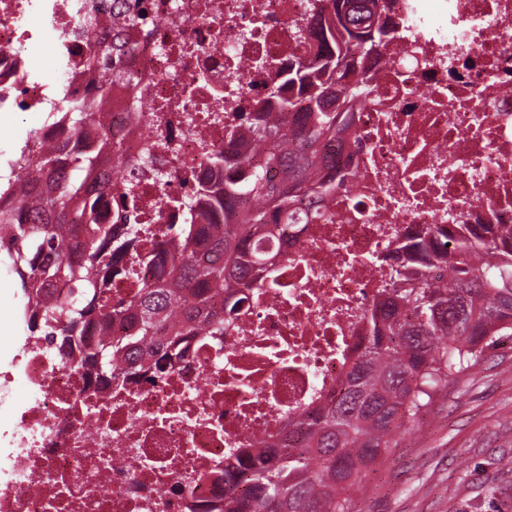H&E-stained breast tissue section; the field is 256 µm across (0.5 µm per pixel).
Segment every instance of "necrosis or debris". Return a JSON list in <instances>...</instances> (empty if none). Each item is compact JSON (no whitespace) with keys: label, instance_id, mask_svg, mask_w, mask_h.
Segmentation results:
<instances>
[{"label":"necrosis or debris","instance_id":"4bbe7bcc","mask_svg":"<svg viewBox=\"0 0 512 512\" xmlns=\"http://www.w3.org/2000/svg\"><path fill=\"white\" fill-rule=\"evenodd\" d=\"M312 0H146L117 64L137 79L99 100L110 71L86 72L90 40L112 36V0H0V112L93 102L82 137L45 121L32 140L123 146L100 223L132 210L144 236L182 220L226 129L302 46ZM385 61L318 217L262 230L274 265L255 266L224 333L149 378L106 383L80 354L39 336L0 348V512H215L224 469L274 446L338 389L365 344L366 314L393 288L402 244L429 224L512 227V0H391ZM65 61L29 77V49ZM25 384L26 396L16 387Z\"/></svg>","mask_w":512,"mask_h":512}]
</instances>
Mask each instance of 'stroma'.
Returning <instances> with one entry per match:
<instances>
[{"label":"stroma","mask_w":512,"mask_h":512,"mask_svg":"<svg viewBox=\"0 0 512 512\" xmlns=\"http://www.w3.org/2000/svg\"><path fill=\"white\" fill-rule=\"evenodd\" d=\"M38 112L0 122V157L18 154ZM512 495V336L454 373L350 496L352 512H501Z\"/></svg>","instance_id":"1"}]
</instances>
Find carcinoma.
<instances>
[{
	"label": "carcinoma",
	"instance_id": "carcinoma-1",
	"mask_svg": "<svg viewBox=\"0 0 512 512\" xmlns=\"http://www.w3.org/2000/svg\"><path fill=\"white\" fill-rule=\"evenodd\" d=\"M142 12L119 0L112 42L84 60L95 70L125 47ZM393 30L387 0H319L300 38L313 58L278 70L269 97L228 131L241 141L236 169L221 188L197 187L199 208L183 204L186 223L168 225L176 242L150 248L136 224H101L96 197L112 192L101 154L117 156L108 138L98 151L74 154L52 141L22 148L16 178L0 187V251L12 262L26 299L21 313L32 336H48L60 354L73 350L101 379L158 373L184 359L190 339L224 335L231 289L248 283L257 255L252 238L270 222L309 213L329 190L325 146L339 139L345 107L370 92L357 65L381 56ZM288 96H282V85ZM90 105L62 102L56 123L86 132ZM226 212L213 224L205 211ZM119 251L142 255L157 271L133 300L112 299L107 283ZM417 255L373 308L368 343L347 361L339 389L315 415L292 424L275 462L224 472V512H349L348 493L381 459L448 373L478 362L494 339L512 332V238L496 224L426 227L403 246ZM443 265L446 277H433ZM125 333L114 336L112 323Z\"/></svg>",
	"mask_w": 512,
	"mask_h": 512
}]
</instances>
